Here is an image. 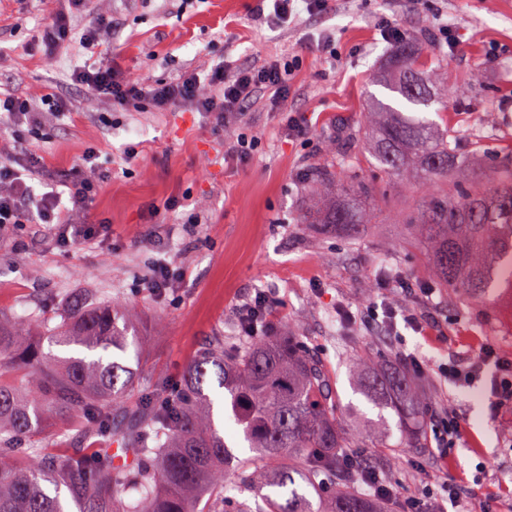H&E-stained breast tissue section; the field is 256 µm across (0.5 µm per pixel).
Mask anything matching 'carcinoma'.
<instances>
[{"mask_svg": "<svg viewBox=\"0 0 512 512\" xmlns=\"http://www.w3.org/2000/svg\"><path fill=\"white\" fill-rule=\"evenodd\" d=\"M390 85L408 103L437 102L435 74L401 44ZM376 166L400 177L416 166L433 183L465 165V157L424 118L376 102L367 120ZM488 182L456 185L427 203L411 224L430 245L437 284L456 297L492 311L499 292L512 288V149L487 157ZM338 200L317 218L356 236L375 223L365 204L372 185L346 161L336 169ZM56 323L34 316L22 328L0 316V512H388L389 491L377 476L365 491L344 459L351 447L339 395L328 387L323 365L300 337L282 334L215 340L184 370L174 397L145 395L125 404L135 388L133 370L121 361L134 320L118 299L91 298L62 306ZM78 346L96 357H48L31 337ZM215 368L232 418L254 455L236 456L217 430L204 385ZM355 391L377 410L360 419L369 430L397 418L396 447H420L417 424L425 397L405 379L380 374L372 358L354 362ZM58 417L99 437L94 448L63 455L33 441L45 418ZM131 456L117 464L112 437ZM253 491V503L228 494L224 473ZM336 492L316 499L320 480ZM209 494L211 505L199 508Z\"/></svg>", "mask_w": 512, "mask_h": 512, "instance_id": "cac0c4a2", "label": "carcinoma"}]
</instances>
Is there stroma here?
Wrapping results in <instances>:
<instances>
[{
	"label": "stroma",
	"mask_w": 512,
	"mask_h": 512,
	"mask_svg": "<svg viewBox=\"0 0 512 512\" xmlns=\"http://www.w3.org/2000/svg\"><path fill=\"white\" fill-rule=\"evenodd\" d=\"M85 5L111 18L107 63L130 82L185 70L203 76L223 60L247 66L298 57L286 107L309 116L312 133L306 142L293 138L260 104L224 127L187 107L112 106L72 80L85 57L35 48L57 0H0V91L65 104L62 115L41 113L33 131L0 132V152L17 161L27 149L40 154L57 182L92 147L110 174L78 216L96 225L91 238L63 248L41 224L0 235V314L22 323L34 313L52 316L66 295L122 298L138 319L137 388L170 394L209 342L240 335L239 309L267 292L276 301L273 328L302 336L342 402L368 417L376 412L352 386L353 358L369 353L386 371L407 354L423 361L424 371L413 375L432 402L423 447L392 452L370 432L355 443V455L383 471L394 499L427 495L444 467L466 485L462 512L492 495L499 512H512V411L491 416L483 383L440 374L447 363L471 364L485 342L512 352V296L501 295L488 315L449 301L434 282L426 246L405 224L425 200V180L411 170L387 178L359 129L378 100L426 116L468 157L449 181L482 184L487 149L512 147V0H330L327 11L301 13L286 27L257 16L256 0ZM386 18L399 21L425 68L442 70L436 95L447 99V111L406 107L385 86L392 46L378 25ZM443 24L457 36L456 48L446 47ZM322 31L336 37L337 68L305 40ZM240 135L249 142L242 160L228 154ZM130 148L137 157L127 164L121 156ZM342 158L376 187V222L357 239L306 221L331 200L317 172L335 170ZM159 259L178 276L158 296L144 280ZM381 299L414 310L426 334L372 318L368 306ZM449 410L464 417L467 433L443 460L432 429Z\"/></svg>",
	"instance_id": "stroma-1"
}]
</instances>
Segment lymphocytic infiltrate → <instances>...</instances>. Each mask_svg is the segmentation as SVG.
I'll return each instance as SVG.
<instances>
[{
  "label": "lymphocytic infiltrate",
  "mask_w": 512,
  "mask_h": 512,
  "mask_svg": "<svg viewBox=\"0 0 512 512\" xmlns=\"http://www.w3.org/2000/svg\"><path fill=\"white\" fill-rule=\"evenodd\" d=\"M110 23L86 10L83 13L58 12L39 32L49 50L80 48L95 52L108 37ZM295 62L267 59L245 68L215 64L206 76L186 71L173 81L149 85L132 84L120 77L111 66L88 64L73 69L75 80L96 94L112 100L114 105L137 108L149 102L164 111L185 105L210 116L216 123L242 113L246 105L263 101L269 107H281L288 98ZM42 176L40 161L15 168L11 161L0 160V229L20 224L57 223L68 226L74 238H89L95 232L90 224L74 223V215L83 212L94 198L105 175L96 165L95 149L82 155L65 192H37L35 182ZM445 376L464 383L487 378V396L491 412L503 405L512 406V355L500 353L493 345L480 349L476 362L467 367L448 365Z\"/></svg>",
  "instance_id": "f902f5d3"
}]
</instances>
